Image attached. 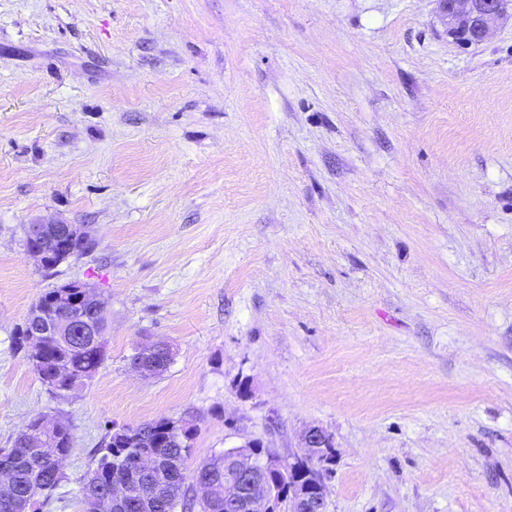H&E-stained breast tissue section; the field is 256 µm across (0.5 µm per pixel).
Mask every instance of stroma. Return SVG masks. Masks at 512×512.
I'll list each match as a JSON object with an SVG mask.
<instances>
[{"label": "stroma", "instance_id": "stroma-1", "mask_svg": "<svg viewBox=\"0 0 512 512\" xmlns=\"http://www.w3.org/2000/svg\"><path fill=\"white\" fill-rule=\"evenodd\" d=\"M40 218L92 249L43 271ZM70 280L107 359L60 399L14 338ZM38 414L75 436L39 512H84L112 426L189 416L190 472L318 427L325 512H512V17L464 45L436 0H0V448Z\"/></svg>", "mask_w": 512, "mask_h": 512}]
</instances>
